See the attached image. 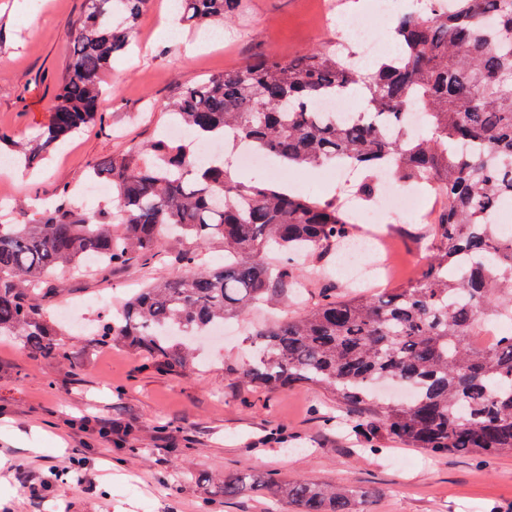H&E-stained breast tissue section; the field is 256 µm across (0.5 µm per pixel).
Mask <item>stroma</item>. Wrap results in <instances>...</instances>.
<instances>
[{"label":"stroma","instance_id":"35a3bbf8","mask_svg":"<svg viewBox=\"0 0 512 512\" xmlns=\"http://www.w3.org/2000/svg\"><path fill=\"white\" fill-rule=\"evenodd\" d=\"M358 0H241L231 25L178 26L161 35L171 0H150L132 50L104 79L101 111L112 126L85 128L31 170L0 173V204L55 198L83 181L90 162L129 142L167 132V105L185 87L254 57L283 59L333 46L345 18L387 38L406 0H391L384 20ZM85 0H0V127L17 140L36 139L51 107ZM197 44L185 56V44ZM386 235L408 261L420 247L419 225L399 214L385 223H357L354 238ZM157 261L134 260L107 276L60 277L45 302L64 320V361L33 358L15 336H0V512H292L287 501L267 509L244 494L212 498L211 478L247 470L362 492L358 512H512V456L480 464L455 455H427L386 436L366 445L327 391L298 386L249 390L231 375L250 357L244 330L199 345L201 365L189 372L148 368L138 351L95 341L128 295L167 276ZM26 463L25 472L14 469Z\"/></svg>","mask_w":512,"mask_h":512}]
</instances>
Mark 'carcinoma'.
Returning a JSON list of instances; mask_svg holds the SVG:
<instances>
[{"mask_svg":"<svg viewBox=\"0 0 512 512\" xmlns=\"http://www.w3.org/2000/svg\"><path fill=\"white\" fill-rule=\"evenodd\" d=\"M148 0H85L73 51L51 119L23 152L24 167L80 130L109 127L99 111L103 78L128 51ZM239 0H179V21L224 26ZM397 55L363 75L336 49L291 60L260 56L181 91L171 119L191 134L133 143L91 163L112 186L92 214L70 190L40 211L0 222V333L18 336L35 357L66 358L41 301L54 278L94 263L101 273L135 258L166 259L170 277L142 289L99 324L103 344L146 353L161 372L186 367L189 339L224 321L277 306L281 315L249 337L256 353L235 370L247 388L311 385L328 391L365 443L380 434L433 455L480 463L512 456V233L495 223L512 199V0H424L401 15ZM364 104L347 121L316 108L357 85ZM423 111L426 135L407 127ZM230 135L287 170L347 165L368 173L358 193L371 198L375 176L392 167L402 182L436 192L442 206L421 237L426 262L399 288L345 297L323 288L288 312L306 287L302 256L322 258L351 237L338 199L319 202L265 182L245 183L224 157L196 160L197 148ZM189 241L169 252L166 239ZM219 240L224 264L213 267ZM380 382L413 392L379 394ZM226 499L249 491L288 500L295 512H353L355 496L302 476L283 482L229 473L213 480Z\"/></svg>","mask_w":512,"mask_h":512,"instance_id":"1","label":"carcinoma"}]
</instances>
